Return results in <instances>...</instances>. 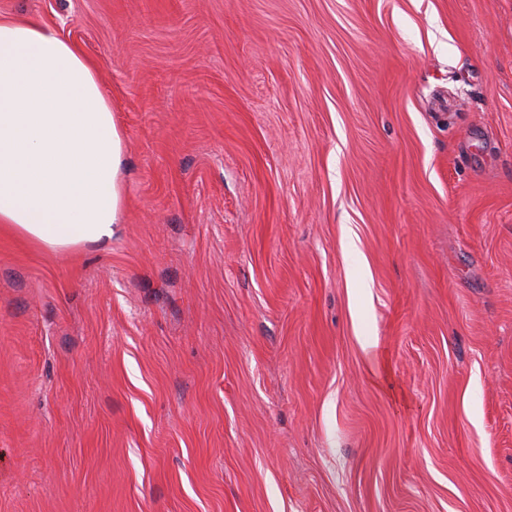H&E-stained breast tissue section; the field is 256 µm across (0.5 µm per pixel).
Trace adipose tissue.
I'll use <instances>...</instances> for the list:
<instances>
[{
  "instance_id": "adipose-tissue-1",
  "label": "adipose tissue",
  "mask_w": 512,
  "mask_h": 512,
  "mask_svg": "<svg viewBox=\"0 0 512 512\" xmlns=\"http://www.w3.org/2000/svg\"><path fill=\"white\" fill-rule=\"evenodd\" d=\"M123 154L95 63L43 24L0 18V226L52 252L111 240Z\"/></svg>"
}]
</instances>
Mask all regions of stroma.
I'll return each mask as SVG.
<instances>
[{"label":"stroma","mask_w":512,"mask_h":512,"mask_svg":"<svg viewBox=\"0 0 512 512\" xmlns=\"http://www.w3.org/2000/svg\"><path fill=\"white\" fill-rule=\"evenodd\" d=\"M99 63L104 245L0 232V512H512V0H0Z\"/></svg>","instance_id":"obj_1"}]
</instances>
